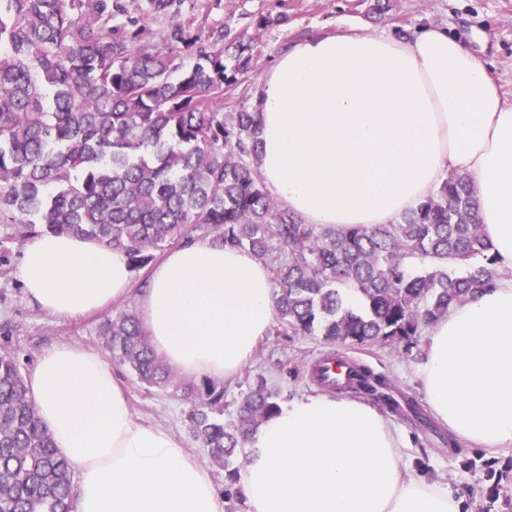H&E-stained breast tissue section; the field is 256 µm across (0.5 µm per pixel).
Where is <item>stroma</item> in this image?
Returning a JSON list of instances; mask_svg holds the SVG:
<instances>
[{"instance_id": "35a3bbf8", "label": "stroma", "mask_w": 512, "mask_h": 512, "mask_svg": "<svg viewBox=\"0 0 512 512\" xmlns=\"http://www.w3.org/2000/svg\"><path fill=\"white\" fill-rule=\"evenodd\" d=\"M171 9L203 29L228 21L238 31L248 32L257 17H271V24L257 36L251 72L240 77L224 100L228 112L254 111V90L260 78L288 45L312 33L353 30L408 39L430 25L446 27L474 49L504 92L512 97V0H395L393 10L383 16L370 13L366 0H173ZM25 245L13 225L0 224V353L19 352L22 366L27 369L44 351L60 343L102 352L98 330L105 313L59 319L26 300L15 276ZM332 350V345L318 336L289 338L269 334L248 365L249 377L225 382V420H233L240 393L262 379L279 388L285 402L319 394L309 368L317 357ZM423 353V347L417 346L408 353L386 348L352 349L348 355L375 372L390 376L403 392L420 401L424 395L415 368ZM112 372L128 395L135 419L165 428L181 439L216 489H223V468L212 462L188 428V402L141 384L127 367L116 365ZM395 424L412 439L409 453L414 470L446 480L464 498L466 512H512V449L493 454L457 438L446 445L433 432L422 430L409 420L399 418Z\"/></svg>"}]
</instances>
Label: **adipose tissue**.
I'll list each match as a JSON object with an SVG mask.
<instances>
[{
	"mask_svg": "<svg viewBox=\"0 0 512 512\" xmlns=\"http://www.w3.org/2000/svg\"><path fill=\"white\" fill-rule=\"evenodd\" d=\"M256 109L253 167L304 223L391 224L466 174L489 252L512 269V102L447 29L429 26L408 40L313 34L279 55ZM17 277L31 305L59 318L132 294L127 254L72 234L34 237ZM135 297L156 353L191 377L234 378L277 317L265 263L208 239L169 250ZM416 377L455 436L512 447V278L428 328ZM27 389L76 471L75 512H224L182 443L134 420L98 354L54 346L30 368ZM410 443L365 404L294 399L250 439L239 481L245 512H463L447 482L411 474Z\"/></svg>",
	"mask_w": 512,
	"mask_h": 512,
	"instance_id": "1",
	"label": "adipose tissue"
}]
</instances>
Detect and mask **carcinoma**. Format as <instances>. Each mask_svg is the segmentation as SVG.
<instances>
[{"label": "carcinoma", "mask_w": 512, "mask_h": 512, "mask_svg": "<svg viewBox=\"0 0 512 512\" xmlns=\"http://www.w3.org/2000/svg\"><path fill=\"white\" fill-rule=\"evenodd\" d=\"M109 0H0V224L22 236L68 233L149 266L200 232L268 264L279 327L349 348L403 349L448 311L508 275L488 254L475 184L453 175L395 224L323 231L281 207L253 169L258 112H226L256 38L203 30L174 14L162 39L109 24ZM357 295L354 308L348 294ZM137 380L190 403L189 429L238 497V458L280 406L260 382L224 422V383L184 381L156 354L137 314L99 328ZM349 389L433 430L421 404L361 366ZM70 462L27 396L18 356L0 354V512H74Z\"/></svg>", "instance_id": "carcinoma-1"}]
</instances>
